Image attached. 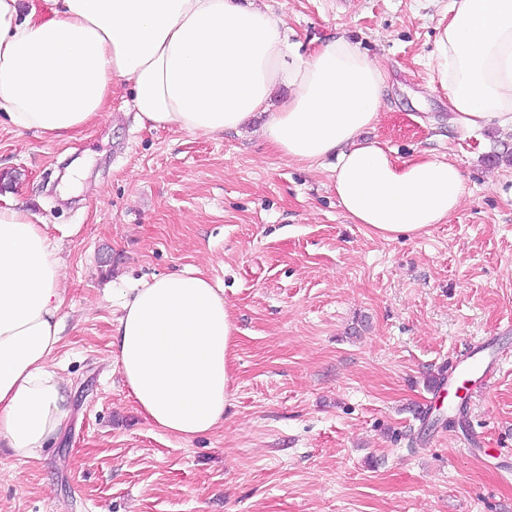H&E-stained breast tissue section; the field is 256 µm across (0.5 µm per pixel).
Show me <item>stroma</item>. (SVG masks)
<instances>
[{
  "label": "stroma",
  "mask_w": 512,
  "mask_h": 512,
  "mask_svg": "<svg viewBox=\"0 0 512 512\" xmlns=\"http://www.w3.org/2000/svg\"><path fill=\"white\" fill-rule=\"evenodd\" d=\"M264 2L301 53L343 36L380 63L367 138L455 163L462 206L420 236L370 235L330 164L304 169L254 128L141 125L122 82L70 140L1 126L0 207L60 242L50 367L71 412L41 459L0 447V512H512V131L450 122L428 66L443 0ZM186 268L223 288L238 334L223 424L181 441L139 411L110 342L114 291ZM468 357L487 384L433 385Z\"/></svg>",
  "instance_id": "1"
}]
</instances>
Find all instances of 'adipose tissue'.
<instances>
[{
    "mask_svg": "<svg viewBox=\"0 0 512 512\" xmlns=\"http://www.w3.org/2000/svg\"><path fill=\"white\" fill-rule=\"evenodd\" d=\"M429 67L457 126L512 130V0H450ZM117 82L131 85L141 124L213 136L260 116L288 161L335 158L343 211L380 238L420 235L465 199L456 164L402 160L365 139L386 76L347 38L301 55L257 0H0V112L14 131L69 140L102 119ZM62 268L26 208L0 207V442L20 463L39 459L70 414L49 369L63 339ZM117 299L112 357L139 410L182 440L223 423L236 344L223 289L187 269Z\"/></svg>",
    "mask_w": 512,
    "mask_h": 512,
    "instance_id": "obj_1",
    "label": "adipose tissue"
}]
</instances>
